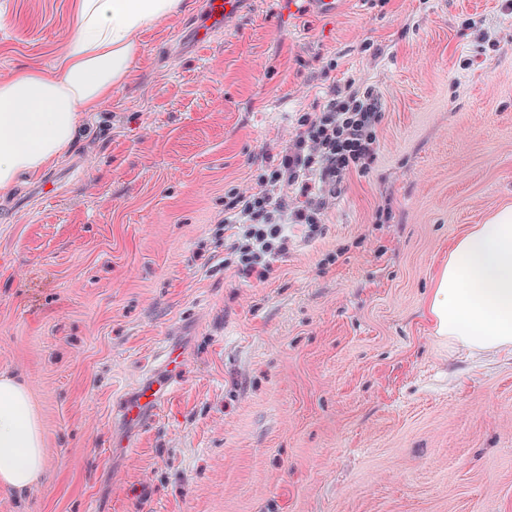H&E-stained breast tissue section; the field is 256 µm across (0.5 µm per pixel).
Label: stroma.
<instances>
[{
    "label": "stroma",
    "instance_id": "stroma-1",
    "mask_svg": "<svg viewBox=\"0 0 512 512\" xmlns=\"http://www.w3.org/2000/svg\"><path fill=\"white\" fill-rule=\"evenodd\" d=\"M205 2L0 200V372L46 450L0 512H512V348H453L426 316L453 241L512 203V0H238L198 44ZM73 31L72 0H0V79ZM351 78L383 95L373 169L318 239L240 278L225 193ZM171 341L169 397L120 421Z\"/></svg>",
    "mask_w": 512,
    "mask_h": 512
}]
</instances>
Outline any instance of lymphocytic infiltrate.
Returning a JSON list of instances; mask_svg holds the SVG:
<instances>
[{
	"label": "lymphocytic infiltrate",
	"instance_id": "obj_1",
	"mask_svg": "<svg viewBox=\"0 0 512 512\" xmlns=\"http://www.w3.org/2000/svg\"><path fill=\"white\" fill-rule=\"evenodd\" d=\"M381 98L375 87L353 81L329 85L319 105L300 113L289 138L265 150L254 185L231 189L224 202L223 222L234 231L225 264L265 279L288 252L290 228H301L307 241L321 234L346 177L369 173L377 161Z\"/></svg>",
	"mask_w": 512,
	"mask_h": 512
}]
</instances>
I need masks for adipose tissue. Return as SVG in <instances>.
<instances>
[{"label": "adipose tissue", "mask_w": 512, "mask_h": 512, "mask_svg": "<svg viewBox=\"0 0 512 512\" xmlns=\"http://www.w3.org/2000/svg\"><path fill=\"white\" fill-rule=\"evenodd\" d=\"M185 0H76V28L50 69L28 65L0 80V195L69 154L81 121L126 84L145 33ZM426 313L436 336L474 354L512 347V205L471 226L437 270ZM45 449L27 385L0 373V490L22 494L41 476Z\"/></svg>", "instance_id": "1"}]
</instances>
